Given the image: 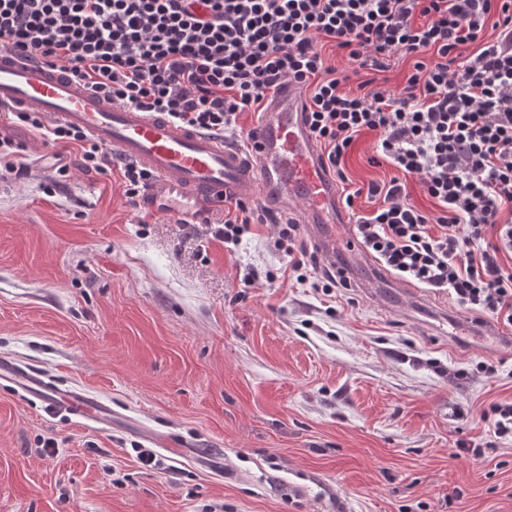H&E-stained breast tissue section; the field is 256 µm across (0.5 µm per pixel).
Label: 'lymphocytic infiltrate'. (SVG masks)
<instances>
[{"instance_id": "obj_1", "label": "lymphocytic infiltrate", "mask_w": 512, "mask_h": 512, "mask_svg": "<svg viewBox=\"0 0 512 512\" xmlns=\"http://www.w3.org/2000/svg\"><path fill=\"white\" fill-rule=\"evenodd\" d=\"M332 46L348 63L328 65ZM62 65L112 103L199 131L238 132L240 113L286 83L307 89L306 123L323 169L341 166L372 133L395 171L370 182L375 205L341 203L360 246L402 281L448 293L463 309L512 328V0H0V48ZM414 58L400 92L371 74ZM17 120L46 143L77 146L78 167L119 169L137 203L150 175L84 132ZM432 202L418 206L406 181ZM297 281L318 269L294 221L270 217Z\"/></svg>"}]
</instances>
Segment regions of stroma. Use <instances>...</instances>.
Here are the masks:
<instances>
[{"label":"stroma","mask_w":512,"mask_h":512,"mask_svg":"<svg viewBox=\"0 0 512 512\" xmlns=\"http://www.w3.org/2000/svg\"><path fill=\"white\" fill-rule=\"evenodd\" d=\"M0 135L31 164L0 186V358L114 414L93 428L0 382V512H512V439L482 418L512 402V345L441 334L467 315L448 295L296 283L270 226L225 249L118 174L56 180L15 117ZM375 145L356 140L347 189L392 177Z\"/></svg>","instance_id":"35a3bbf8"}]
</instances>
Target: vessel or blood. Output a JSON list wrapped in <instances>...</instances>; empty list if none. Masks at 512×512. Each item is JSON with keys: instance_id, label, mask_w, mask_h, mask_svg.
I'll return each mask as SVG.
<instances>
[{"instance_id": "vessel-or-blood-1", "label": "vessel or blood", "mask_w": 512, "mask_h": 512, "mask_svg": "<svg viewBox=\"0 0 512 512\" xmlns=\"http://www.w3.org/2000/svg\"><path fill=\"white\" fill-rule=\"evenodd\" d=\"M303 104L301 89L284 85L267 101L245 150L160 113L107 101L61 67L0 50V110L40 113L139 164L151 175L140 206L189 224L213 223L225 199L258 198L271 188L278 206L293 198L302 202L304 223H335L336 185L319 163ZM318 240L327 253L344 258L359 248L352 237L339 240L330 233ZM0 380L47 407L102 428L112 425V409L101 397L59 388L42 373L13 361L0 359Z\"/></svg>"}]
</instances>
